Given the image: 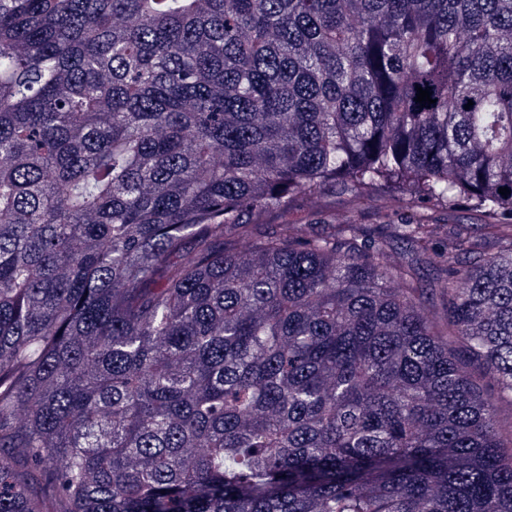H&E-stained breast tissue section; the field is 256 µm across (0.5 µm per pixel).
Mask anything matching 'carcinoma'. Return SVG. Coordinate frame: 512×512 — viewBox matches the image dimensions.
I'll list each match as a JSON object with an SVG mask.
<instances>
[{
	"label": "carcinoma",
	"instance_id": "carcinoma-1",
	"mask_svg": "<svg viewBox=\"0 0 512 512\" xmlns=\"http://www.w3.org/2000/svg\"><path fill=\"white\" fill-rule=\"evenodd\" d=\"M506 405L512 0H0V512H512ZM402 204L388 193H380L372 205H363L358 197L343 185L329 186L317 192L312 199L301 198L288 206V211L275 215H245L243 224L281 223L309 224L318 221L320 224H341L349 211H358L361 224L376 228L384 222H391L397 217L408 214L401 209ZM317 212L310 217L311 213ZM384 215H388L384 218ZM418 211H425L430 214L435 224H447L448 228H454L457 224H468L474 229L480 224H488L487 219L472 210L466 202H460L452 209L435 208L427 204L420 207Z\"/></svg>",
	"mask_w": 512,
	"mask_h": 512
}]
</instances>
